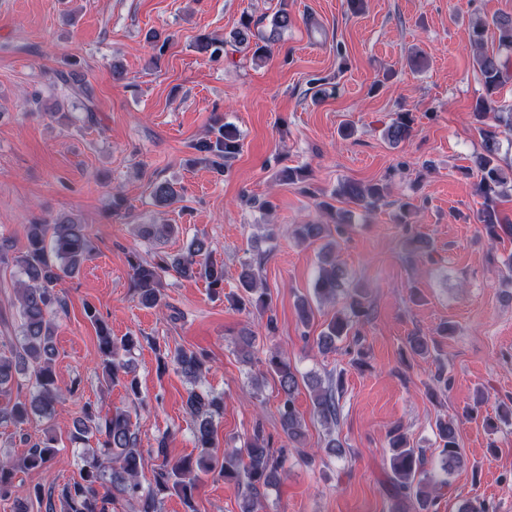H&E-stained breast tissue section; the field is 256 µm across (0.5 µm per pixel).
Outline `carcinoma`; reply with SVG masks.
<instances>
[{
    "label": "carcinoma",
    "mask_w": 512,
    "mask_h": 512,
    "mask_svg": "<svg viewBox=\"0 0 512 512\" xmlns=\"http://www.w3.org/2000/svg\"><path fill=\"white\" fill-rule=\"evenodd\" d=\"M251 23L249 18L242 20L241 28L233 35V42L250 54L252 61L261 62L270 56L272 46L284 31L292 27L294 20L286 8H281L271 19L270 31L254 42L250 41ZM490 27L494 30L498 48L511 50L512 15L495 16L489 22L478 21L472 26L471 34V44L476 49L474 63L485 90V97L474 108V116L481 124V153L474 160L479 172L477 191L484 199L479 222L488 240L495 242L512 237V224L501 218L496 203L501 188L512 181V163L503 161L500 155V135L512 132V106L497 104L501 88L512 76L507 62L500 55L482 50ZM197 48L213 60L225 54V43L204 34L198 36ZM54 78L80 101L85 112H94L93 87L77 62L68 63V67L57 71ZM412 131L410 113L402 112L384 129L383 136L389 144L398 145L409 140ZM209 133L211 137L197 143L195 149L204 154L217 173L222 174L239 153L241 135L234 125L225 122L213 125ZM277 176L281 182L300 184L303 192H308V188L303 186L308 177L307 170L284 166L277 171ZM388 191L389 187L384 183L362 185L346 182L341 185L338 195L370 211L386 198ZM152 197L155 205L163 209L180 200L179 191L167 182L154 184ZM345 228V217L338 212L336 224H299L294 234L302 242L325 241L314 294L318 299L335 301L340 298L343 301L326 330L318 336L317 346L328 352L336 349V343L353 337L356 349L352 365L361 370L368 366V353L360 343L358 326L368 318L369 305L366 289L354 282L336 262L335 236L343 235ZM177 229L176 224L138 225L140 236L153 242L168 239ZM25 239L24 248L12 255L0 247V262L11 261L23 277L18 297L20 336L8 351L0 353V396L8 399L7 404L0 407V420L19 429L35 418L52 420L64 393L72 395L78 390L75 384L62 388L54 370L55 318L65 308L55 284L64 277L71 278L80 273L92 252L86 226L71 216H62L51 224H28ZM212 252L211 243L196 235L182 252L174 255H160L153 261L143 260L135 253L129 255L132 288L139 303L148 308L168 306L162 292V279L170 272L187 279L201 278L214 291L224 288V267L213 259ZM239 290L240 294L235 296L236 305L244 309L267 306L269 296L255 265H243ZM86 315L96 325L103 374L107 381L114 383L120 374L130 373L129 363L120 357L119 352H131L136 341L132 336L113 337L112 330L93 308H86ZM454 333L455 326L444 322L436 328L433 336L418 332L407 337L405 347L409 353L426 358L436 351L435 336H452ZM172 361L177 371L190 382L195 384L201 380L206 363L203 353L177 349ZM262 364L279 384V424L290 441L297 442L304 436L302 418L295 406L302 384L312 394L314 414L320 422L327 427L338 423L340 398L344 390L343 375H338L334 383H325L314 375L301 378L279 349L267 351ZM18 374L28 377L30 394L13 400L11 394ZM186 407L193 418V438L200 453L195 459L187 456L170 462L166 460L168 437L160 436L154 452L164 457L163 464L156 474L155 487L146 489L140 481L145 458L128 411L120 408L105 411L101 406L85 404L82 416L72 424L68 440L72 444H87L94 439L96 446L84 449L80 479L64 484L58 501L46 503V512H112L120 501L127 502L133 512H157L158 492H174L188 502L200 475L208 473L238 487L240 512H265L267 491L279 485L285 475L282 457L271 451L268 439L260 431L255 432L241 448L224 451L217 448L215 418L224 411V395L193 389L188 394ZM436 436L439 440V469L445 474L441 479L427 469L425 453L410 445L402 425H395L389 430L393 490L400 502L415 503L423 512L435 510L440 491L448 487V474L464 463L454 422L438 420ZM20 443L27 452L18 463L0 462V497H14L16 512H28L30 501H42L43 488L35 485L19 495L14 483L15 474L23 470L47 469L58 452L62 437L48 426L36 439L21 435Z\"/></svg>",
    "instance_id": "1"
}]
</instances>
